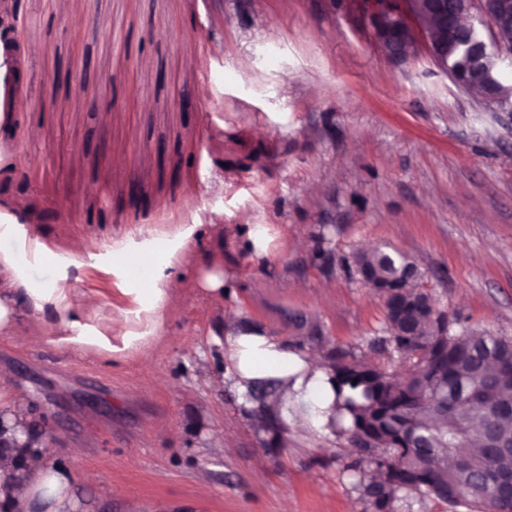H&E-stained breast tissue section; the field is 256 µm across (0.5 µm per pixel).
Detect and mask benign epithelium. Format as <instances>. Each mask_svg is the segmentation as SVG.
<instances>
[{"label": "benign epithelium", "instance_id": "obj_1", "mask_svg": "<svg viewBox=\"0 0 512 512\" xmlns=\"http://www.w3.org/2000/svg\"><path fill=\"white\" fill-rule=\"evenodd\" d=\"M368 4L365 19L374 39L388 60L406 65L420 56L460 89L469 90L468 71L448 70V50L469 34L477 35L475 63L482 71L488 106L512 112V95L501 82L504 62L512 65V42L503 33L512 30V0H464L454 13H448V0H363ZM23 0H0V43L6 53L0 56V82L10 90L23 78L24 48L18 35Z\"/></svg>", "mask_w": 512, "mask_h": 512}]
</instances>
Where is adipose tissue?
I'll use <instances>...</instances> for the list:
<instances>
[{
  "instance_id": "adipose-tissue-1",
  "label": "adipose tissue",
  "mask_w": 512,
  "mask_h": 512,
  "mask_svg": "<svg viewBox=\"0 0 512 512\" xmlns=\"http://www.w3.org/2000/svg\"><path fill=\"white\" fill-rule=\"evenodd\" d=\"M138 235L143 244L139 260L155 283L142 303L146 331L134 333L129 312L121 307L110 310L104 329L87 324V317L99 308L97 295L85 293L73 300L68 289L57 283H35L18 254L0 249V335L21 338V321L46 316L64 328L61 345L92 347L101 356L113 357L140 348L177 320L172 298L186 279H194L206 293L223 296L229 282L224 258L205 247L194 229L169 240L154 226L146 225ZM179 251L196 257V264L185 268L173 263L171 257ZM225 320L231 331L212 338L224 349V382L243 396L257 386L274 385L278 395L270 412L283 431L335 437L336 426L324 412L333 391L320 352L300 348L242 321L235 311H228ZM29 406L27 394L0 377V440L5 443L0 451V506L5 512H74L76 501L67 470L36 456L38 445L32 439Z\"/></svg>"
}]
</instances>
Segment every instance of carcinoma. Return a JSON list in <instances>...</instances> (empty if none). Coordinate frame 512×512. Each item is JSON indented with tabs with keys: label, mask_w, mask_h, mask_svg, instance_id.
I'll list each match as a JSON object with an SVG mask.
<instances>
[{
	"label": "carcinoma",
	"mask_w": 512,
	"mask_h": 512,
	"mask_svg": "<svg viewBox=\"0 0 512 512\" xmlns=\"http://www.w3.org/2000/svg\"><path fill=\"white\" fill-rule=\"evenodd\" d=\"M352 275L389 286L387 336L408 363L401 379L387 368L343 354L326 365L335 391L336 434L348 442L349 468L371 512H395L415 494L469 512H512V455L493 450V435L512 437V340L487 331L450 332L451 322L423 274L404 253L374 249L353 256Z\"/></svg>",
	"instance_id": "obj_1"
}]
</instances>
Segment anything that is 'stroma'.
<instances>
[{
  "label": "stroma",
  "mask_w": 512,
  "mask_h": 512,
  "mask_svg": "<svg viewBox=\"0 0 512 512\" xmlns=\"http://www.w3.org/2000/svg\"><path fill=\"white\" fill-rule=\"evenodd\" d=\"M24 15L25 120L0 136L14 164L0 222L46 243L32 278L96 293L98 325L131 310L141 331L131 291L152 282L111 264L113 243L140 251V225H208L231 274L221 301L178 289L179 321L122 357L57 345L47 319L0 337V369L28 392L78 512H371L346 440L274 442L208 339L232 308L323 359L404 371L371 349L384 299L348 270L379 246L418 263L448 318L512 337V112L427 60L391 64L360 0H25ZM72 66L115 85L112 107L55 85ZM132 182L149 201L137 216ZM248 224L284 248L256 257Z\"/></svg>",
  "instance_id": "1"
}]
</instances>
